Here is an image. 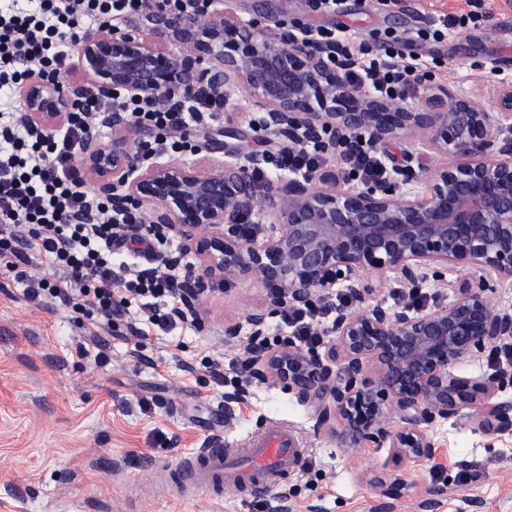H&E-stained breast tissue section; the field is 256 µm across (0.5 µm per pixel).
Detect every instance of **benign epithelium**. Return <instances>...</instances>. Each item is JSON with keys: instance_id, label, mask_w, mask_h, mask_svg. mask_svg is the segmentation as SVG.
I'll return each instance as SVG.
<instances>
[{"instance_id": "7a95c632", "label": "benign epithelium", "mask_w": 512, "mask_h": 512, "mask_svg": "<svg viewBox=\"0 0 512 512\" xmlns=\"http://www.w3.org/2000/svg\"><path fill=\"white\" fill-rule=\"evenodd\" d=\"M74 70L60 83L41 79L23 96L32 122L52 121L73 98L123 91L169 102L191 95L229 101L239 89L260 113L255 126L290 144L322 139L327 146L354 134L382 141L413 133L454 162L422 178L424 190L393 183H343L336 169L311 177L258 183L263 155L236 154L219 168L196 159L142 163L136 130L122 112H106V145L89 141L81 156L84 180L115 210L136 208L153 233L178 241L161 257L176 273L182 317L224 282L252 280L267 291L266 306L245 320L256 336L285 306L324 300L338 286L354 309L328 328L324 350L294 341L258 355L253 374L288 385L315 408L320 427L336 423L351 452L389 444L394 468L435 456L423 426L465 409L487 431L512 426V403L497 401L512 386V308L492 301L487 280L512 279V83L492 88L493 110L442 87L417 110L351 87L344 73L310 43L277 36L256 21L214 10H146L144 17L85 34ZM255 211L265 235H243L238 217ZM192 254L196 263L182 264ZM468 267L476 283L454 286V297L432 309L388 308L369 302L370 273L401 290ZM488 354L492 372L456 373ZM247 392L224 394V422ZM399 427H387L388 418Z\"/></svg>"}]
</instances>
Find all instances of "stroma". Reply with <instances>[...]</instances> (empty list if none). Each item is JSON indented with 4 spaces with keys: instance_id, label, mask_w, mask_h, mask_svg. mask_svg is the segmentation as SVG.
<instances>
[{
    "instance_id": "obj_1",
    "label": "stroma",
    "mask_w": 512,
    "mask_h": 512,
    "mask_svg": "<svg viewBox=\"0 0 512 512\" xmlns=\"http://www.w3.org/2000/svg\"><path fill=\"white\" fill-rule=\"evenodd\" d=\"M343 2L339 22L370 42L429 15L489 12L481 27L449 33L440 48L448 70L433 84L488 105L491 84L512 82V44L500 38L512 25V0H401L382 9ZM223 9L279 35L327 21L309 14L305 0H223ZM223 129V122L207 121L181 136L193 157L214 160L228 150L274 152L287 144L262 131L247 128L238 138ZM380 150L407 176L442 162L413 135ZM265 301L258 285L228 281L199 322L163 331L133 304L108 326L59 302L31 300L25 282L0 275V512H422L419 503L433 486L448 489L434 512H512V429L486 432L467 415L428 425L435 457L409 464L385 492L371 476L387 467L388 447L348 451L280 381L229 375L240 341L251 334L245 316ZM133 323L139 334L130 332ZM229 324L240 327L233 342L224 335ZM95 336L110 343L100 362L86 353ZM238 388L247 390V401L228 424L224 395ZM273 422L293 430L306 453L264 493L228 485L214 502L203 493L150 491L151 466L174 467L214 439L242 447Z\"/></svg>"
}]
</instances>
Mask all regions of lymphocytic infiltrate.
<instances>
[{
	"mask_svg": "<svg viewBox=\"0 0 512 512\" xmlns=\"http://www.w3.org/2000/svg\"><path fill=\"white\" fill-rule=\"evenodd\" d=\"M209 0H7L0 5V264L29 284L30 299L51 298L73 309L98 313L105 322L124 315L130 297L141 298V310L150 324L172 326L180 300L172 275L138 272L119 254L128 251L124 231L144 222L137 211H113L109 202L85 185L77 166L86 140L96 132L101 113H126L136 125L155 130L153 139L139 143L150 157L185 148L173 134L220 111V99L183 97L162 106L124 94L106 100L80 98L66 114L62 128L31 123L22 114L19 85L32 74L48 80L70 71L84 34L139 16L151 7L167 10H204ZM474 14H446L412 32L386 31L375 45L357 38L347 26L303 25L302 39L324 50L328 59L347 66L345 77L355 89L377 96L405 98L433 79L445 58L421 52L441 43L450 30L478 24ZM335 164L342 181L378 183L389 169L371 142L360 141L336 154L317 145L288 146L275 157L276 171L312 175ZM58 270L57 281L33 273L34 259ZM350 299L346 294L320 306L286 308L282 321L299 345L317 348L324 326L335 321Z\"/></svg>",
	"mask_w": 512,
	"mask_h": 512,
	"instance_id": "1",
	"label": "lymphocytic infiltrate"
}]
</instances>
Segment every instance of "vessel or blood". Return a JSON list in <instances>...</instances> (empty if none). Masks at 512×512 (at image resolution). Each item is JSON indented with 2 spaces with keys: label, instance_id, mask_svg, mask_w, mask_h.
Returning <instances> with one entry per match:
<instances>
[{
  "label": "vessel or blood",
  "instance_id": "vessel-or-blood-1",
  "mask_svg": "<svg viewBox=\"0 0 512 512\" xmlns=\"http://www.w3.org/2000/svg\"><path fill=\"white\" fill-rule=\"evenodd\" d=\"M226 454L223 443L216 442L183 457L174 468L159 470L158 476L166 486L178 491L186 488L213 490L228 481L259 494L269 483L295 467L305 450L297 439L275 425L264 435L251 439L248 447L242 449L241 454L247 461L245 471L227 470Z\"/></svg>",
  "mask_w": 512,
  "mask_h": 512
}]
</instances>
